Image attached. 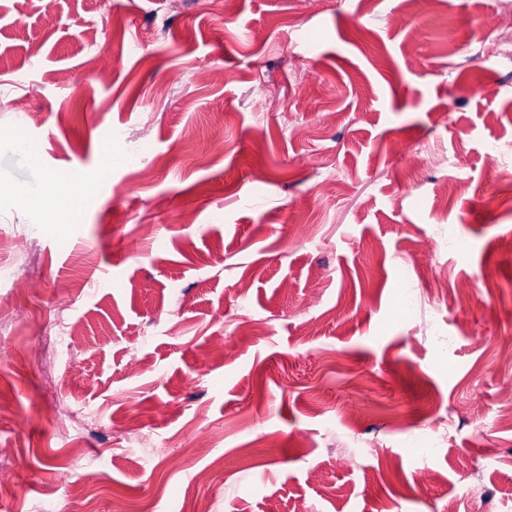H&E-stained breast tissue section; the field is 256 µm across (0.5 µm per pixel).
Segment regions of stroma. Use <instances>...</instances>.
Masks as SVG:
<instances>
[{
  "label": "stroma",
  "instance_id": "obj_1",
  "mask_svg": "<svg viewBox=\"0 0 512 512\" xmlns=\"http://www.w3.org/2000/svg\"><path fill=\"white\" fill-rule=\"evenodd\" d=\"M511 5L0 0V512H512Z\"/></svg>",
  "mask_w": 512,
  "mask_h": 512
}]
</instances>
